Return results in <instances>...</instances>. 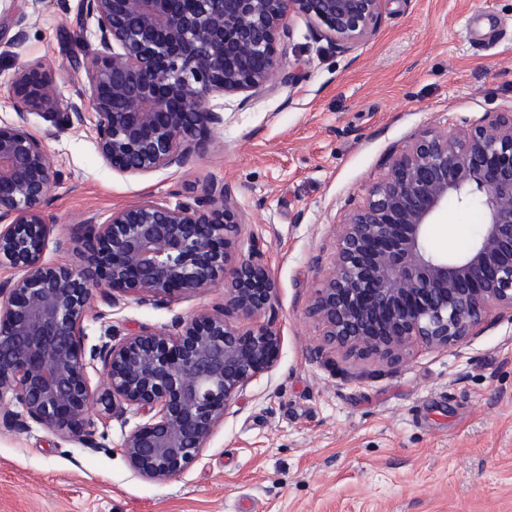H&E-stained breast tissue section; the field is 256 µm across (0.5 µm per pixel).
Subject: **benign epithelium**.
Masks as SVG:
<instances>
[{
  "label": "benign epithelium",
  "mask_w": 512,
  "mask_h": 512,
  "mask_svg": "<svg viewBox=\"0 0 512 512\" xmlns=\"http://www.w3.org/2000/svg\"><path fill=\"white\" fill-rule=\"evenodd\" d=\"M386 0H81L97 22L82 63L86 83L61 103L39 67L10 82L16 120L0 125V428L29 423L86 448L94 418L134 407L149 415L121 451L145 479L166 483L200 456L240 394L280 357L275 280L258 246L238 254L242 224L231 190L203 184L189 200L117 208L86 225L85 266L44 261L45 205L56 171L27 114L80 128L97 116L95 143L127 174L182 167L224 123L216 96L266 92L284 74L283 37L306 16L346 50L378 28ZM453 200L483 210L482 231L460 256L432 249L426 228ZM224 280V305L172 325L86 348L82 321L95 294L171 304ZM512 314V108L479 122L430 129L389 158L364 202L345 215L336 258L308 314L347 357L397 368L417 343H463L496 314ZM251 322L237 327L232 318ZM101 363L100 388L87 372ZM19 410H13V407Z\"/></svg>",
  "instance_id": "benign-epithelium-1"
}]
</instances>
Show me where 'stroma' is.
<instances>
[{
  "label": "stroma",
  "mask_w": 512,
  "mask_h": 512,
  "mask_svg": "<svg viewBox=\"0 0 512 512\" xmlns=\"http://www.w3.org/2000/svg\"><path fill=\"white\" fill-rule=\"evenodd\" d=\"M96 30L80 0H0V124L16 118L8 84L19 66H42L61 99L74 98L85 82L76 61ZM285 52L298 81L215 98L224 122L181 168L119 173L97 152L94 116L62 131L28 114L61 173L45 207V261L81 266L87 222L113 209L229 186L245 219L239 252L260 245L277 284L266 318L283 344L200 457L163 484L121 451L148 420L132 408L96 420L95 449L35 423L0 430V512H512V318L486 320L447 350L415 347L392 369L325 346L306 313L345 212L391 153L423 130L512 108V0H387L377 31L346 51L296 15ZM471 214L449 203L428 227L434 248L455 253L474 240ZM223 302L220 282L169 305L97 299L85 343Z\"/></svg>",
  "instance_id": "obj_1"
}]
</instances>
